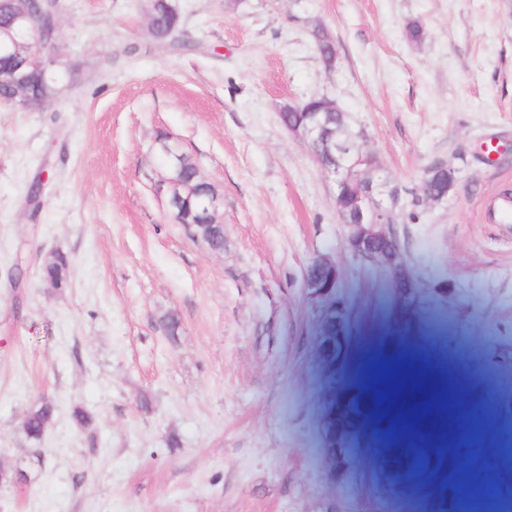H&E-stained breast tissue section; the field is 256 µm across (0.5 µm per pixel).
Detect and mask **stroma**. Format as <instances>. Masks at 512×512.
<instances>
[{"mask_svg":"<svg viewBox=\"0 0 512 512\" xmlns=\"http://www.w3.org/2000/svg\"><path fill=\"white\" fill-rule=\"evenodd\" d=\"M170 2L179 48L151 34V0H57L56 95L0 106V468L28 476L0 484V512H431L385 481L393 453L369 446L350 396L368 335L387 332L396 363L403 336H428L498 384L493 418L512 424V224L483 219L512 190V0ZM324 94L399 193L408 293L352 256L332 184L280 120ZM162 133L222 196V250L155 195ZM437 162L456 184L429 204ZM57 250L58 292L40 276ZM318 255L350 312L338 342L305 286ZM441 385L385 404L407 444L425 424L411 404ZM43 397L59 414L36 447L17 426ZM69 267L68 257L60 252H55L48 261L42 265V278L47 283H51L58 288H67V270Z\"/></svg>","mask_w":512,"mask_h":512,"instance_id":"35a3bbf8","label":"stroma"}]
</instances>
